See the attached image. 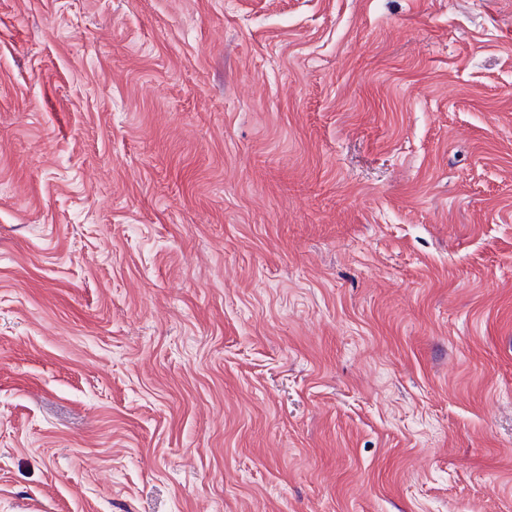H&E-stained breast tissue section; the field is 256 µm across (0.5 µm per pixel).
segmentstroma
<instances>
[{
	"label": "stroma",
	"mask_w": 512,
	"mask_h": 512,
	"mask_svg": "<svg viewBox=\"0 0 512 512\" xmlns=\"http://www.w3.org/2000/svg\"><path fill=\"white\" fill-rule=\"evenodd\" d=\"M0 512H512V0H0Z\"/></svg>",
	"instance_id": "35a3bbf8"
}]
</instances>
